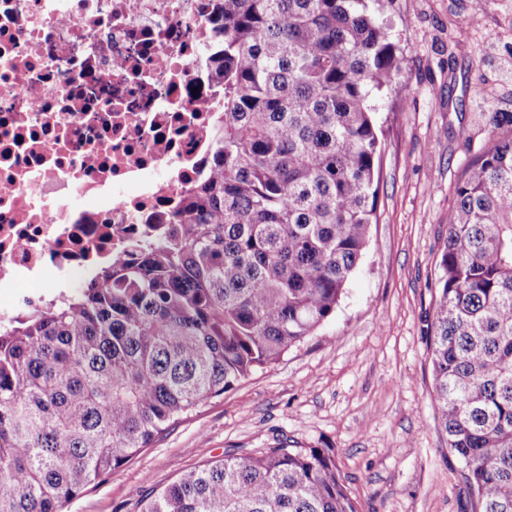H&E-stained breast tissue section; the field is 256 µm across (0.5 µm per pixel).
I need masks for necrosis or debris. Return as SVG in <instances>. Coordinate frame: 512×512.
Masks as SVG:
<instances>
[{"label": "necrosis or debris", "mask_w": 512, "mask_h": 512, "mask_svg": "<svg viewBox=\"0 0 512 512\" xmlns=\"http://www.w3.org/2000/svg\"><path fill=\"white\" fill-rule=\"evenodd\" d=\"M221 0H0V294L32 310L135 238L206 170Z\"/></svg>", "instance_id": "4bbe7bcc"}]
</instances>
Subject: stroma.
Instances as JSON below:
<instances>
[{"label":"stroma","instance_id":"obj_1","mask_svg":"<svg viewBox=\"0 0 512 512\" xmlns=\"http://www.w3.org/2000/svg\"><path fill=\"white\" fill-rule=\"evenodd\" d=\"M387 14L401 55L376 101V221L336 311L66 512H143L225 451L280 442L327 450L360 512H471L462 465L434 422L427 330L456 183L487 147L492 113H512V0H392Z\"/></svg>","mask_w":512,"mask_h":512}]
</instances>
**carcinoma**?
Returning <instances> with one entry per match:
<instances>
[{
	"mask_svg": "<svg viewBox=\"0 0 512 512\" xmlns=\"http://www.w3.org/2000/svg\"><path fill=\"white\" fill-rule=\"evenodd\" d=\"M392 0H222L208 176L160 242L0 331V512H64L169 426L303 343L376 217ZM430 326L431 405L475 512H512V133L466 166ZM144 512H359L319 448L228 453Z\"/></svg>",
	"mask_w": 512,
	"mask_h": 512,
	"instance_id": "obj_1",
	"label": "carcinoma"
}]
</instances>
